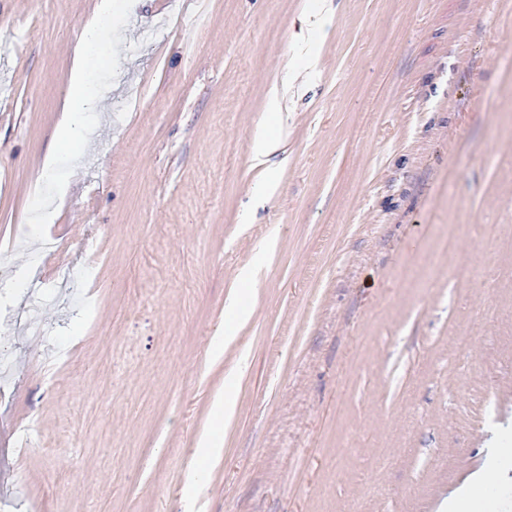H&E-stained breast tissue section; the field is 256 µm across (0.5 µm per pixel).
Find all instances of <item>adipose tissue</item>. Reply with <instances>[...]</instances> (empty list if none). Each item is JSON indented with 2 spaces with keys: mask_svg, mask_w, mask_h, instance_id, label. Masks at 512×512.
Instances as JSON below:
<instances>
[{
  "mask_svg": "<svg viewBox=\"0 0 512 512\" xmlns=\"http://www.w3.org/2000/svg\"><path fill=\"white\" fill-rule=\"evenodd\" d=\"M111 13L112 0H96L94 12L81 31L68 79L63 117L49 151V165H56L61 157L77 155L85 139V115L95 103L89 63L111 35Z\"/></svg>",
  "mask_w": 512,
  "mask_h": 512,
  "instance_id": "adipose-tissue-1",
  "label": "adipose tissue"
}]
</instances>
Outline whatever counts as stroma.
I'll return each mask as SVG.
<instances>
[{
	"instance_id": "1",
	"label": "stroma",
	"mask_w": 512,
	"mask_h": 512,
	"mask_svg": "<svg viewBox=\"0 0 512 512\" xmlns=\"http://www.w3.org/2000/svg\"><path fill=\"white\" fill-rule=\"evenodd\" d=\"M94 4L0 0V512H433L512 471V0H112L48 169ZM111 13L112 0H96L94 12L81 31L68 79L63 117L49 151L48 168L56 165L62 156H76L85 139V115L95 103L88 67L99 47L111 35ZM487 475H477L470 483L468 489L462 493L455 495L452 493L450 497L443 498L436 506V512H472L474 511V488L489 481Z\"/></svg>"
}]
</instances>
